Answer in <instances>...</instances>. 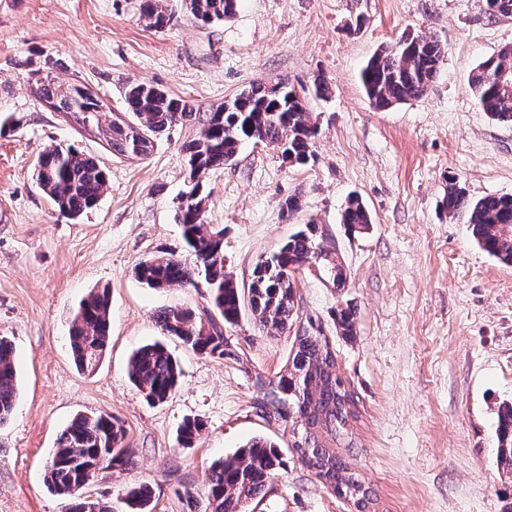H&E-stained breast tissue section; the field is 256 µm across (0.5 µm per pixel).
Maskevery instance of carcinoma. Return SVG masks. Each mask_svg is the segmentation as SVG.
<instances>
[{
    "label": "carcinoma",
    "mask_w": 512,
    "mask_h": 512,
    "mask_svg": "<svg viewBox=\"0 0 512 512\" xmlns=\"http://www.w3.org/2000/svg\"><path fill=\"white\" fill-rule=\"evenodd\" d=\"M237 0H184L185 6L202 24L226 20L235 14ZM140 14L152 27L164 28L171 21L159 0H142ZM418 43L408 49L397 41L374 53L367 61L361 81L365 94L378 111L388 110L426 95L444 57L441 44L423 32ZM506 72L512 78V48L478 64L471 72L470 88L478 108L502 122H512V90L497 87L494 76ZM36 94L53 105L84 130L102 134L112 153L124 155L128 122L143 131L139 160L147 159L154 141L168 128L183 123L196 126L195 135L183 144L190 189L180 207L179 221L184 244L191 256L186 260L172 250H159L135 268L136 279L151 289L174 285L197 287V278L210 288L213 316L203 321L191 309H164L156 314L163 333L185 347L222 357L229 354L224 325H235L248 309L253 325L266 332L283 333L293 326L298 313L292 273L321 255L333 273V282L344 285L343 266L316 242L317 228L306 224L288 238L277 251L258 262L247 293H242L230 274L224 272V230L210 229L202 222L203 182L224 159L237 155L246 141L276 147L294 164L303 166L313 154L317 126L312 122L307 100L286 82L256 83L241 94L248 97L254 115V134L244 130L238 112H199L184 98H175L149 83H135L124 93V113L102 126L106 104L83 85L60 90L47 78L36 81ZM36 179L59 212L72 219L94 208L108 182L99 160L72 146L52 145L39 156ZM450 216H463L471 226L478 246L503 263L512 264V195H488L470 199L462 188L451 183L442 199ZM340 223L365 227L371 215L359 198L344 207ZM110 293L107 288L91 292L80 304L70 330V347L77 368L93 369L110 341ZM133 384L153 403L164 402L179 383L178 361L161 342L136 349L129 360ZM263 397L257 404L262 418L292 421V448L319 480L342 497L353 501L360 512H371L372 492L353 471L345 448L355 447L352 423L358 410L350 391L336 373V356L327 338L313 323L296 333L288 372L278 380H259ZM17 399L16 367L10 340L0 337V425L6 423ZM202 430L196 420L185 421L178 443L189 448ZM123 424L109 413L79 414L60 435L45 469V484L56 496L70 501L69 512H114L112 506L80 495L78 487L88 477L107 467L129 464ZM499 464L512 469V405L498 413ZM280 465L278 445L264 436L252 438L233 454L215 461L208 477L205 512H247L255 500H263L269 479ZM128 512H153V495L147 485H138L124 495Z\"/></svg>",
    "instance_id": "1"
}]
</instances>
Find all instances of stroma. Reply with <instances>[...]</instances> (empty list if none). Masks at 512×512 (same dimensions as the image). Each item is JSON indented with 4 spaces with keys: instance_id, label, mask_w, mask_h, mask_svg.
<instances>
[{
    "instance_id": "1",
    "label": "stroma",
    "mask_w": 512,
    "mask_h": 512,
    "mask_svg": "<svg viewBox=\"0 0 512 512\" xmlns=\"http://www.w3.org/2000/svg\"><path fill=\"white\" fill-rule=\"evenodd\" d=\"M161 3L173 19L155 29L140 17L141 0H0V336L18 369L16 407L0 425V512H65L44 485L46 462L75 415L103 412L124 425L132 461L100 471L90 498L116 504L145 484L153 512H204L211 465L262 435L278 443L282 463L254 512H355L300 461L290 423L256 413L258 381L286 373L295 330L266 334L245 316L224 328L229 356L188 350L155 315L205 313L206 283L152 290L134 276L157 250L181 247L182 145L194 127L167 129L144 162L112 154L35 95L46 73L99 93L112 113L134 82L212 112L256 82L308 88L322 77L327 96L308 101L318 128L310 162L244 144L208 175L203 221L223 230L224 267L241 286L307 224L344 267L341 288L318 259L294 273L297 322L327 337L354 395L350 461L376 512H512V471L497 463L496 437L498 408L512 403V264L481 250L465 219L439 205L454 181L473 199L512 195V123L481 112L468 83L475 66L512 46V16L486 14L483 0H237L231 19L204 25L181 0ZM410 31L444 47L438 76L426 97L376 111L361 70ZM55 144L108 172L98 204L74 220L35 179L39 155ZM291 195L300 209L289 218ZM353 195L372 216L366 228L340 222ZM103 287L110 344L95 370L81 372L70 324ZM347 308L352 336L336 324ZM159 340L181 378L151 404L128 362ZM187 419L203 425L190 448L177 442Z\"/></svg>"
}]
</instances>
